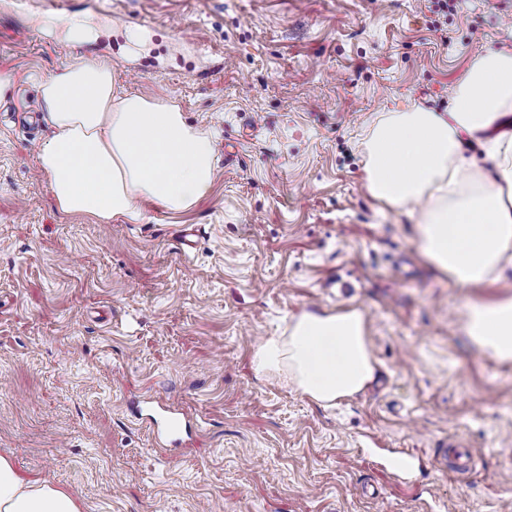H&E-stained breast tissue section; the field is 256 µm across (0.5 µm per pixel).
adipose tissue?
Returning <instances> with one entry per match:
<instances>
[{"mask_svg": "<svg viewBox=\"0 0 512 512\" xmlns=\"http://www.w3.org/2000/svg\"><path fill=\"white\" fill-rule=\"evenodd\" d=\"M39 93L51 134L36 164L60 214L139 224L144 204L182 213L211 194L214 139L161 98L117 95L110 66L74 59L43 78ZM365 149L372 197L416 209V248L451 284L481 288L512 266V47L474 57L447 111L383 113ZM481 157L494 172L475 183ZM463 331L482 354L512 362V296L469 300ZM252 362L258 374L284 378L324 407L359 393L377 371L365 317L353 307L294 316ZM0 512L80 507L0 456Z\"/></svg>", "mask_w": 512, "mask_h": 512, "instance_id": "obj_1", "label": "adipose tissue"}]
</instances>
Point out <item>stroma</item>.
<instances>
[{
  "mask_svg": "<svg viewBox=\"0 0 512 512\" xmlns=\"http://www.w3.org/2000/svg\"><path fill=\"white\" fill-rule=\"evenodd\" d=\"M50 19L96 34L69 43ZM503 44L512 0H0V455L82 512H512V363L471 347L469 289L363 171L382 113L447 111ZM77 56L234 146L207 198L142 224L58 213L35 77ZM344 307L378 362L363 391L325 409L255 374L293 316ZM161 402L192 443L160 446ZM452 436L468 475L434 464Z\"/></svg>",
  "mask_w": 512,
  "mask_h": 512,
  "instance_id": "35a3bbf8",
  "label": "stroma"
}]
</instances>
